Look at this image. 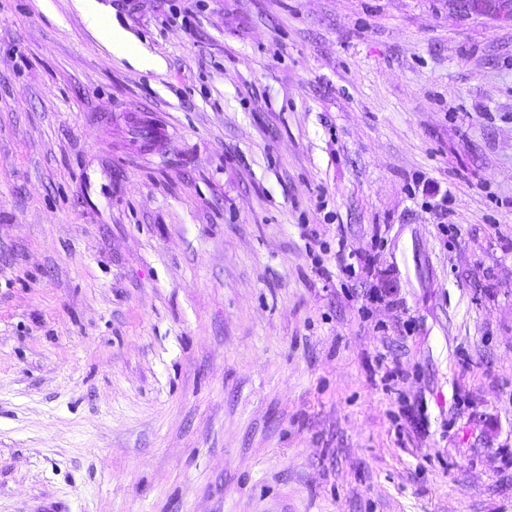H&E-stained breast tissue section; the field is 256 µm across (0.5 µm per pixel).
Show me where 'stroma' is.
Instances as JSON below:
<instances>
[{
  "label": "stroma",
  "mask_w": 512,
  "mask_h": 512,
  "mask_svg": "<svg viewBox=\"0 0 512 512\" xmlns=\"http://www.w3.org/2000/svg\"><path fill=\"white\" fill-rule=\"evenodd\" d=\"M97 2L0 0V512H512L500 0ZM102 43L109 53L126 57L132 65H139L142 67L152 66L154 69L159 66L157 59L153 60L151 63L144 58L137 56L135 49H133L123 31L118 28H114L112 26L108 37L103 39ZM116 121H122L129 135V146L132 149L144 151L142 144L151 146L149 153L162 150L170 138L168 126L151 113L129 111L118 112L114 115Z\"/></svg>",
  "instance_id": "1"
}]
</instances>
